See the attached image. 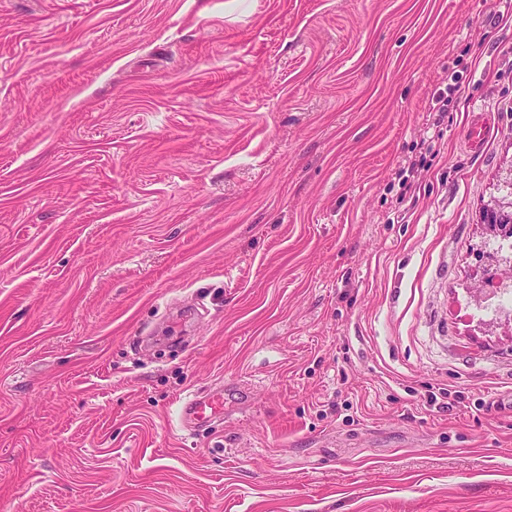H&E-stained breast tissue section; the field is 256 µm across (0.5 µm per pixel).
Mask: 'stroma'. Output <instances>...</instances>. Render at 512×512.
Segmentation results:
<instances>
[{
	"instance_id": "35a3bbf8",
	"label": "stroma",
	"mask_w": 512,
	"mask_h": 512,
	"mask_svg": "<svg viewBox=\"0 0 512 512\" xmlns=\"http://www.w3.org/2000/svg\"><path fill=\"white\" fill-rule=\"evenodd\" d=\"M493 5L0 0V512H512ZM485 297L472 308L474 315L483 320H495L502 316L512 320V274L501 276V280L486 287ZM224 400V393L213 394L207 397L195 391L188 393L181 405V428L200 427L214 419L223 418Z\"/></svg>"
}]
</instances>
